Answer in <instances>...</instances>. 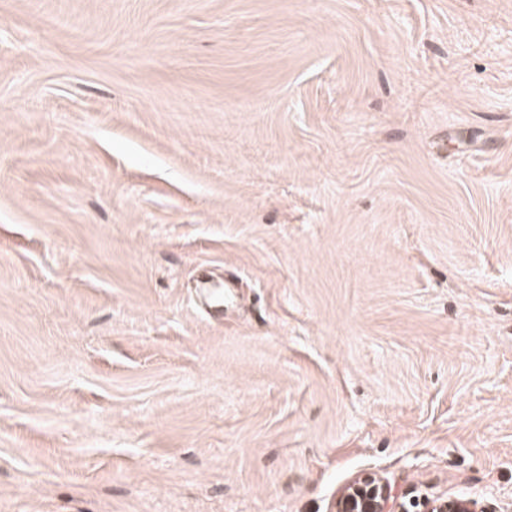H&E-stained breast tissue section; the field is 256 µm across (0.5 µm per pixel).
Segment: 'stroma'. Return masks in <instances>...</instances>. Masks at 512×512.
I'll list each match as a JSON object with an SVG mask.
<instances>
[{"label":"stroma","mask_w":512,"mask_h":512,"mask_svg":"<svg viewBox=\"0 0 512 512\" xmlns=\"http://www.w3.org/2000/svg\"><path fill=\"white\" fill-rule=\"evenodd\" d=\"M363 472L512 512V0H0V512Z\"/></svg>","instance_id":"1"}]
</instances>
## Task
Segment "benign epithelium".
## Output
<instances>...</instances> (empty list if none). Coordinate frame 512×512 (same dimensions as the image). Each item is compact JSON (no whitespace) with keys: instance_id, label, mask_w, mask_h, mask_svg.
I'll list each match as a JSON object with an SVG mask.
<instances>
[{"instance_id":"benign-epithelium-1","label":"benign epithelium","mask_w":512,"mask_h":512,"mask_svg":"<svg viewBox=\"0 0 512 512\" xmlns=\"http://www.w3.org/2000/svg\"><path fill=\"white\" fill-rule=\"evenodd\" d=\"M332 512H487L479 502L466 497L399 495L377 474L357 476L336 495Z\"/></svg>"}]
</instances>
